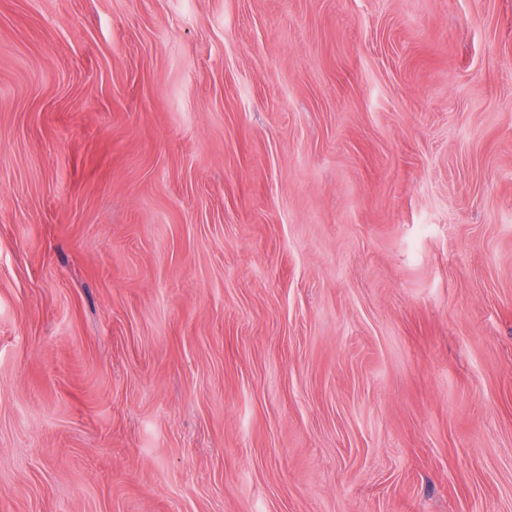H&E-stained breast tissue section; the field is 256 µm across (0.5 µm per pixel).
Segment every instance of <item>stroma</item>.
Segmentation results:
<instances>
[{
	"mask_svg": "<svg viewBox=\"0 0 512 512\" xmlns=\"http://www.w3.org/2000/svg\"><path fill=\"white\" fill-rule=\"evenodd\" d=\"M0 512H512V0H0Z\"/></svg>",
	"mask_w": 512,
	"mask_h": 512,
	"instance_id": "1",
	"label": "stroma"
}]
</instances>
